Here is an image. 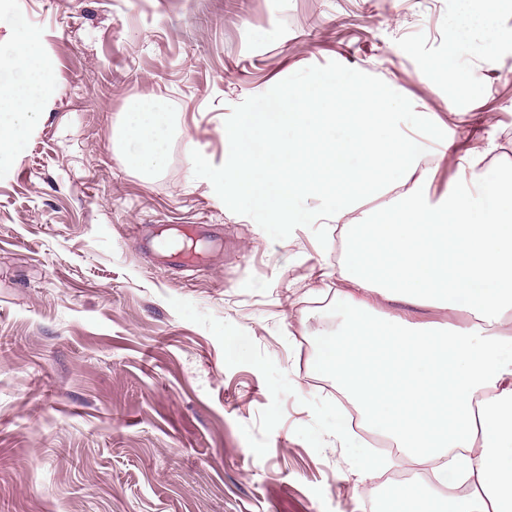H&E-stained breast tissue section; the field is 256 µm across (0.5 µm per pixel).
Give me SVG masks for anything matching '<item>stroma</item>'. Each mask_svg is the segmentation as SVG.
Returning a JSON list of instances; mask_svg holds the SVG:
<instances>
[{
  "instance_id": "1",
  "label": "stroma",
  "mask_w": 512,
  "mask_h": 512,
  "mask_svg": "<svg viewBox=\"0 0 512 512\" xmlns=\"http://www.w3.org/2000/svg\"><path fill=\"white\" fill-rule=\"evenodd\" d=\"M461 0H0L57 73L23 149L0 162V512H377L378 485L334 438L348 415L310 372L335 323L322 196L284 226L247 197L223 131L286 107L299 85L382 94L414 138L426 204L464 191L459 150L493 142L479 174L512 182V0L500 47H455ZM453 61L464 92L437 79ZM163 99L159 171L114 139ZM208 166L193 171L187 144ZM214 225L208 261L160 264L134 225Z\"/></svg>"
}]
</instances>
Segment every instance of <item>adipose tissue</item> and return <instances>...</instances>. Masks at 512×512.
Returning a JSON list of instances; mask_svg holds the SVG:
<instances>
[{
	"mask_svg": "<svg viewBox=\"0 0 512 512\" xmlns=\"http://www.w3.org/2000/svg\"><path fill=\"white\" fill-rule=\"evenodd\" d=\"M0 159L11 156L48 100L55 75L37 33L0 42ZM279 112H246L224 138L236 177L256 204L293 222L300 194L332 197L342 221L338 277L348 289L325 330L314 371L335 379L367 427L390 438L402 458L440 460L438 496L414 483L381 485V495L419 512H512V192L477 181L439 207L421 197L425 178L404 195V207L384 220L344 223L359 197L386 187L391 172L414 173L415 145L382 127L389 102L359 89L303 85ZM343 121L344 138L325 140L324 126ZM169 112L148 101L127 112L119 130L125 160L150 174L163 163ZM393 303L384 319L372 295ZM437 305L475 322L428 330L407 311Z\"/></svg>",
	"mask_w": 512,
	"mask_h": 512,
	"instance_id": "ef3b65f1",
	"label": "adipose tissue"
}]
</instances>
